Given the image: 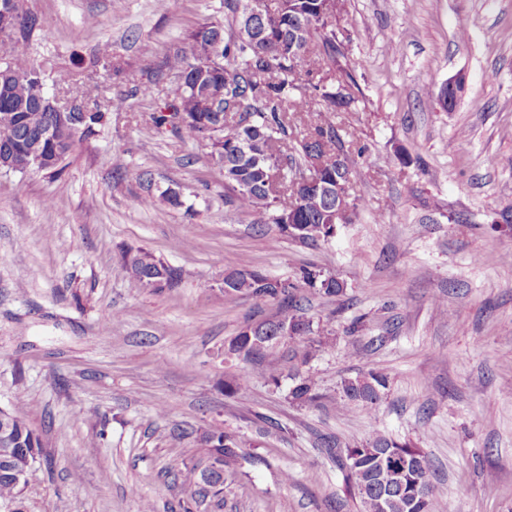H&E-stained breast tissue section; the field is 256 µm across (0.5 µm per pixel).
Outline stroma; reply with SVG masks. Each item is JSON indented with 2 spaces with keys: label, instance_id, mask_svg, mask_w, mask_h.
I'll use <instances>...</instances> for the list:
<instances>
[{
  "label": "stroma",
  "instance_id": "1",
  "mask_svg": "<svg viewBox=\"0 0 512 512\" xmlns=\"http://www.w3.org/2000/svg\"><path fill=\"white\" fill-rule=\"evenodd\" d=\"M22 3L42 22L34 63L53 78L79 73L62 95L127 99L59 174L0 171V406L45 444L25 512H141L147 501L171 512L191 496L172 476L203 461L210 424L240 460L205 512H359L326 443L376 433L422 449L445 512H512V0H342L336 31L357 103L334 122L366 149L349 188L360 213L308 245L226 204L202 142L141 133L170 87L165 58L223 21L224 0L164 12L156 0ZM104 47L143 89L85 74ZM460 72L454 105H434ZM166 190L180 206H141ZM127 247L181 269V284L136 287ZM245 261L291 280L314 266L345 284L332 297L298 291L314 402L288 397L291 343L264 352L276 386L259 360L227 351L245 323L279 312L224 296ZM371 370L388 376L382 399L341 412V381Z\"/></svg>",
  "mask_w": 512,
  "mask_h": 512
}]
</instances>
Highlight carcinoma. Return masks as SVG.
I'll list each match as a JSON object with an SVG mask.
<instances>
[{"instance_id":"carcinoma-1","label":"carcinoma","mask_w":512,"mask_h":512,"mask_svg":"<svg viewBox=\"0 0 512 512\" xmlns=\"http://www.w3.org/2000/svg\"><path fill=\"white\" fill-rule=\"evenodd\" d=\"M224 16L226 24L206 22L188 34L190 53L176 51L167 58L171 86L142 132L151 138L169 128L189 142L210 136L211 157L224 171L229 204L252 216L255 224L276 225L292 240L327 241L336 225L351 223L358 210L354 205L339 216L335 209L336 182L350 183L353 160L331 116L353 111L356 103L340 63L342 42L320 22L317 0H224ZM19 19L17 37L0 58V131L13 144L14 171L26 172L37 152L42 170L57 173L76 145L95 134L104 112L88 108L76 123L53 118L45 105L47 75L29 52L38 22L25 13ZM313 157L325 160V167L308 183L295 179ZM123 269L136 286L155 292L175 288L182 279L180 269L143 249L126 251ZM273 281L244 263L224 277V295L277 300L276 321L293 328L311 325L292 304L294 290L308 287L326 296L344 292V282L315 268L303 269L281 290ZM251 328L250 323L242 327L227 351L260 355L264 347L250 340ZM288 340L294 343V357L307 363L312 345L300 334ZM293 381L292 401H315L312 374L297 372ZM387 386V376L379 372L346 378L340 384L341 409L357 402L376 404ZM10 415L9 441L0 445V502L13 505L11 512H23L24 486L17 483V474L30 471L44 445L24 417L14 410ZM200 442L210 468L205 472L194 463L180 474L196 504L223 492L224 468L239 457L236 440L220 428L207 426ZM391 455L407 463L400 480L418 484V498L380 485ZM338 461L345 463L349 488L363 512H442L432 467L422 450L408 442L376 434L361 448L341 450Z\"/></svg>"}]
</instances>
